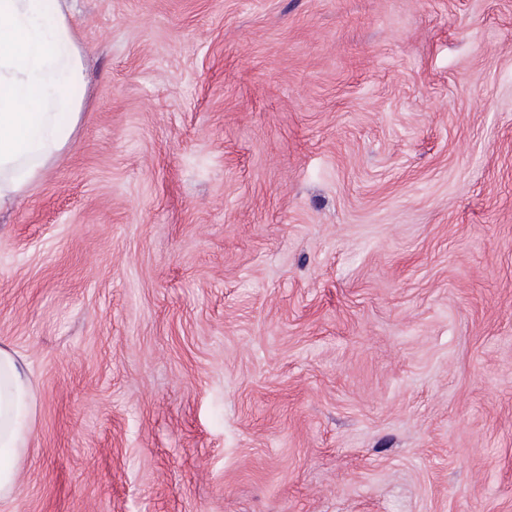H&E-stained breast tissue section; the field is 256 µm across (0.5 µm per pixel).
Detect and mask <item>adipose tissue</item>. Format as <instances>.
Instances as JSON below:
<instances>
[{
	"instance_id": "obj_1",
	"label": "adipose tissue",
	"mask_w": 512,
	"mask_h": 512,
	"mask_svg": "<svg viewBox=\"0 0 512 512\" xmlns=\"http://www.w3.org/2000/svg\"><path fill=\"white\" fill-rule=\"evenodd\" d=\"M79 37L62 0H0V209L68 146L85 108ZM31 372L0 348V503L13 501L34 425Z\"/></svg>"
}]
</instances>
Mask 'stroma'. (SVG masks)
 Here are the masks:
<instances>
[{"label":"stroma","mask_w":512,"mask_h":512,"mask_svg":"<svg viewBox=\"0 0 512 512\" xmlns=\"http://www.w3.org/2000/svg\"><path fill=\"white\" fill-rule=\"evenodd\" d=\"M66 4L0 512H512V0ZM31 372L22 357L0 348V503L13 501L19 464L34 425Z\"/></svg>","instance_id":"stroma-1"}]
</instances>
